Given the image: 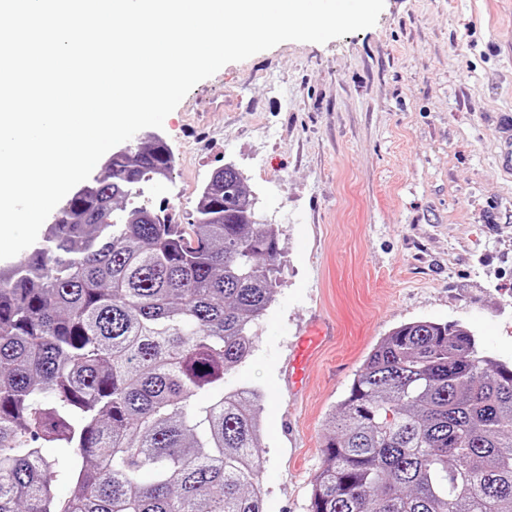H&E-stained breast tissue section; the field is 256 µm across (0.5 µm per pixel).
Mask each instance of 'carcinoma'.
<instances>
[{
	"label": "carcinoma",
	"instance_id": "carcinoma-1",
	"mask_svg": "<svg viewBox=\"0 0 512 512\" xmlns=\"http://www.w3.org/2000/svg\"><path fill=\"white\" fill-rule=\"evenodd\" d=\"M173 167L129 142L0 267V512H264L263 395L224 374L275 302L278 231L231 164L187 224L127 207ZM328 423L308 512H512V365L459 323L392 331Z\"/></svg>",
	"mask_w": 512,
	"mask_h": 512
}]
</instances>
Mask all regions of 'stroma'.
Listing matches in <instances>:
<instances>
[{"label":"stroma","instance_id":"stroma-1","mask_svg":"<svg viewBox=\"0 0 512 512\" xmlns=\"http://www.w3.org/2000/svg\"><path fill=\"white\" fill-rule=\"evenodd\" d=\"M139 205L194 209L224 164L279 233L277 301L228 389L264 394L266 512H307L328 415L400 325L457 322L512 364V0H385L374 27L287 41L196 84ZM332 328L294 383L300 342Z\"/></svg>","mask_w":512,"mask_h":512}]
</instances>
